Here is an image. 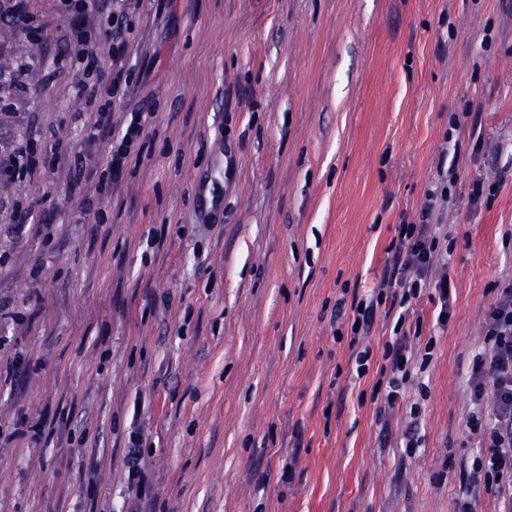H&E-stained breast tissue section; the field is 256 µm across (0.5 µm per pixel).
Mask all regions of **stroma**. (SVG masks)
Returning a JSON list of instances; mask_svg holds the SVG:
<instances>
[{"label": "stroma", "mask_w": 512, "mask_h": 512, "mask_svg": "<svg viewBox=\"0 0 512 512\" xmlns=\"http://www.w3.org/2000/svg\"><path fill=\"white\" fill-rule=\"evenodd\" d=\"M30 11L27 32L0 18V60L31 65L0 138L66 156L0 182V512H456L481 454L471 360L512 278V0H144L147 123L86 199L69 165L96 184L111 144L72 11ZM474 111L478 136L450 132ZM453 162L451 318L413 300V355L437 343L383 410L336 304L371 293Z\"/></svg>", "instance_id": "obj_1"}]
</instances>
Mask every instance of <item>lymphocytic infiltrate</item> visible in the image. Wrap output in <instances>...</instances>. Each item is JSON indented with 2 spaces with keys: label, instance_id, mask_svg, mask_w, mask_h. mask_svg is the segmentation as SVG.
I'll use <instances>...</instances> for the list:
<instances>
[{
  "label": "lymphocytic infiltrate",
  "instance_id": "f902f5d3",
  "mask_svg": "<svg viewBox=\"0 0 512 512\" xmlns=\"http://www.w3.org/2000/svg\"><path fill=\"white\" fill-rule=\"evenodd\" d=\"M140 0H77L76 11L93 10L101 24V36L91 39L76 33L73 45L82 65L88 123L93 131L110 138L112 148L101 164L118 174L126 164L146 123L143 108L129 114L120 132L112 130V107L129 101L136 84L125 67L131 17ZM448 193L429 191L415 223H402L390 250L392 266L386 270L378 291L351 306L350 359L357 377L370 369L372 349L363 339L371 331L381 306L397 308L393 316L394 341L386 343L383 357L390 371L373 386L387 408H394L401 384L408 381L415 360L405 330L412 300L427 294L436 307V322L447 327L451 315L448 274V237L442 232L439 203L450 202ZM471 401L475 407L468 426L488 453L477 460L475 487L498 504V512H512V279L498 284L484 317L483 346L472 358L469 371Z\"/></svg>",
  "mask_w": 512,
  "mask_h": 512
}]
</instances>
